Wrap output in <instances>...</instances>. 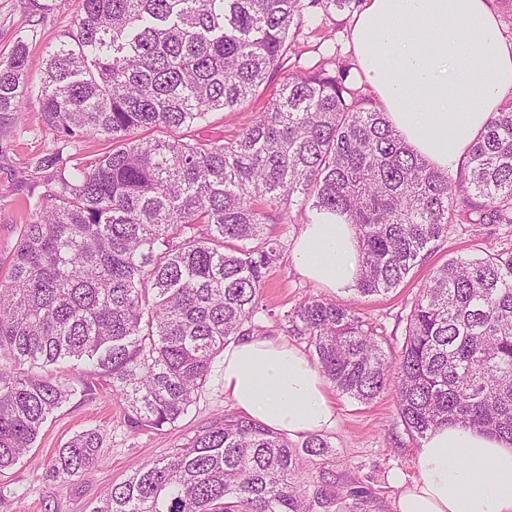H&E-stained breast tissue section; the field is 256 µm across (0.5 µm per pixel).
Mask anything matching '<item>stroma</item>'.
I'll use <instances>...</instances> for the list:
<instances>
[{"label": "stroma", "mask_w": 512, "mask_h": 512, "mask_svg": "<svg viewBox=\"0 0 512 512\" xmlns=\"http://www.w3.org/2000/svg\"><path fill=\"white\" fill-rule=\"evenodd\" d=\"M75 14L72 5L44 11L37 0H0V55L10 52L18 36L31 37L25 121L19 125L10 116L0 114V280L7 275L30 206L45 190L47 172L37 168V160L56 156L70 163L79 156L93 157L106 148L103 141L92 137L74 146L65 144L40 117L38 93L44 51L71 27ZM353 18L352 12L334 10L325 16L319 29L304 27L297 31L294 49L300 55V66L308 69L319 63V46L326 39L337 58L354 63ZM283 83L282 73L271 74L259 98L233 112L210 113L207 123L191 130V137L223 142L234 138ZM298 231L295 224L273 227V236L282 251L264 291V302L272 315L263 324L272 336L282 333L277 314L294 306L305 294L319 290L294 265L292 246ZM509 250L512 224L452 225L447 239L438 243L398 288L385 295L357 298L356 309L377 325L385 338L401 337L404 327L398 318L436 267L455 256H484ZM334 403L338 425L324 435L332 451L315 458L314 469L335 473L342 486L368 488L374 498V512H395L401 483L409 484L417 478V443L404 430L392 396H381L370 404L338 396ZM124 407V402L113 397L111 391L98 388L90 394L75 393L55 409L31 451L0 472V512H94L100 496L113 484L170 453L233 409L212 380L198 392L188 414L171 427L129 429ZM89 429L99 430L101 435L98 465L68 482L51 477L45 469V459L76 433Z\"/></svg>", "instance_id": "35a3bbf8"}]
</instances>
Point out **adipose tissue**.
<instances>
[{
    "mask_svg": "<svg viewBox=\"0 0 512 512\" xmlns=\"http://www.w3.org/2000/svg\"><path fill=\"white\" fill-rule=\"evenodd\" d=\"M353 42L362 77L403 140L436 170L454 171L512 94V43L488 0H365ZM301 275L354 287L359 247L345 217L301 225ZM212 377L242 415L299 440L332 431L336 406L313 360L283 338L257 333L225 345ZM419 474L396 512H512V445L443 425L416 451Z\"/></svg>",
    "mask_w": 512,
    "mask_h": 512,
    "instance_id": "adipose-tissue-1",
    "label": "adipose tissue"
}]
</instances>
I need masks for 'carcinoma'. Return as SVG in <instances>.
I'll return each mask as SVG.
<instances>
[{
  "label": "carcinoma",
  "instance_id": "obj_1",
  "mask_svg": "<svg viewBox=\"0 0 512 512\" xmlns=\"http://www.w3.org/2000/svg\"><path fill=\"white\" fill-rule=\"evenodd\" d=\"M361 0H78L74 28L44 59L46 127L110 149L51 178L0 282V471L36 442L74 388L50 367L86 359L77 382L127 403L132 429L187 415L224 345L258 329L281 250L267 226L343 214L361 271L352 293L399 286L452 224H512V107L492 114L456 175L430 167L350 67L287 74L279 96L229 141L137 138L200 125L288 70L292 29ZM29 44L0 58V113L24 121ZM313 347L339 394L393 395L407 434L444 424L512 442V250L455 257L412 301L403 342L384 350L354 301L309 295L282 315ZM99 434L77 433L47 461L69 480L99 461ZM330 452L236 413L103 495L94 512H372L335 477ZM315 483L304 491L303 475Z\"/></svg>",
  "mask_w": 512,
  "mask_h": 512
}]
</instances>
